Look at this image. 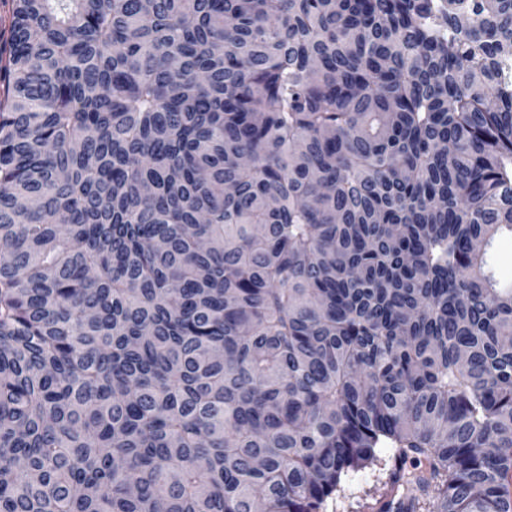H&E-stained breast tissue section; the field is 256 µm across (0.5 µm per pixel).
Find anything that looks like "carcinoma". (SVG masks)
I'll use <instances>...</instances> for the list:
<instances>
[{"mask_svg": "<svg viewBox=\"0 0 512 512\" xmlns=\"http://www.w3.org/2000/svg\"><path fill=\"white\" fill-rule=\"evenodd\" d=\"M0 512H502L512 0H12ZM495 263L499 278L508 284L512 281V239L501 240L495 249ZM378 468L351 471L345 477L344 496L328 498L321 512H377L376 500L386 491Z\"/></svg>", "mask_w": 512, "mask_h": 512, "instance_id": "cac0c4a2", "label": "carcinoma"}]
</instances>
